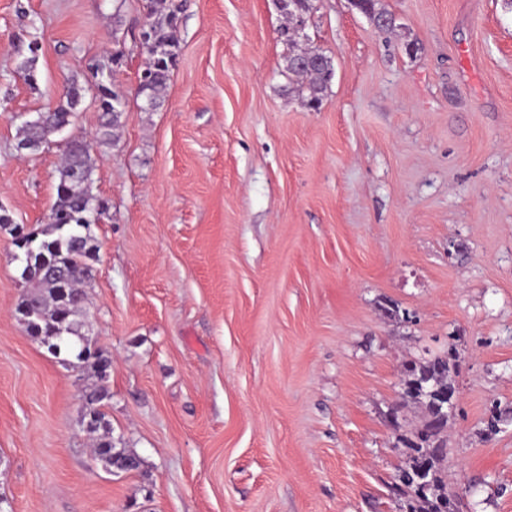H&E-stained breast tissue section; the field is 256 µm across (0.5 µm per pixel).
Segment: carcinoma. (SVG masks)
<instances>
[{"label":"carcinoma","mask_w":512,"mask_h":512,"mask_svg":"<svg viewBox=\"0 0 512 512\" xmlns=\"http://www.w3.org/2000/svg\"><path fill=\"white\" fill-rule=\"evenodd\" d=\"M146 18L151 24V43L143 50L146 55L141 71L138 95L142 97L144 112H154L165 102L172 67L179 55L177 35L179 6L175 0H144ZM313 61L304 66L285 65V70L299 82L311 104L322 102L334 76L330 57L318 49L310 50ZM102 100L107 104L101 113L99 141H115L126 111V95L112 81L103 84ZM83 88L76 83L64 87L62 101L52 111L38 112L19 128L18 148L36 151L54 142L55 130L69 126L71 117L81 104ZM91 146L75 140L62 149L56 170V199L51 209L52 222L38 232H29L16 248L25 256L27 268L21 277L28 286L18 304L22 317L30 322L28 335L46 344L49 351L56 349L60 332L77 322L82 316L88 296L85 287L95 276L91 263L97 249L92 243L89 227L101 221L108 207L92 193L94 160ZM76 360L74 366L92 371L95 381L85 389L84 418L91 431H101L94 447L97 454L110 459L128 454L124 448L112 443V430L100 410L101 403L110 393L99 385L101 370L110 362L101 350L84 352L81 346H69ZM457 366L454 352L413 361L405 367L401 397L406 402L423 406L427 412L421 426L412 436L404 439L410 450L408 465L398 476L396 494L404 499L408 512H452L459 494L448 488L444 480L448 439L442 427L424 437L422 430L433 426L436 415L437 391L448 388L450 374Z\"/></svg>","instance_id":"obj_1"}]
</instances>
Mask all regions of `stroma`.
<instances>
[{"mask_svg": "<svg viewBox=\"0 0 512 512\" xmlns=\"http://www.w3.org/2000/svg\"><path fill=\"white\" fill-rule=\"evenodd\" d=\"M179 2L166 102L144 112L137 0H0V205L47 224L60 149H18V128L82 85L69 131L109 206L87 288L102 410L142 461L95 459L92 378L26 334L0 228V512H405L403 369L451 346L448 486L512 512V6L380 0L382 33L313 0L305 44L334 66L315 109L276 0ZM119 51L128 108L100 145L90 66Z\"/></svg>", "mask_w": 512, "mask_h": 512, "instance_id": "obj_1", "label": "stroma"}]
</instances>
